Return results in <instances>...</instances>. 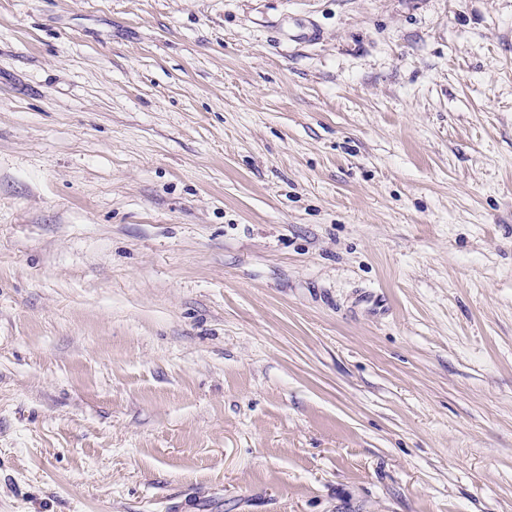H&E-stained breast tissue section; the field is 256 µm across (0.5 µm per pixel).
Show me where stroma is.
Masks as SVG:
<instances>
[{
	"label": "stroma",
	"instance_id": "1",
	"mask_svg": "<svg viewBox=\"0 0 512 512\" xmlns=\"http://www.w3.org/2000/svg\"><path fill=\"white\" fill-rule=\"evenodd\" d=\"M0 512H512V0H0Z\"/></svg>",
	"mask_w": 512,
	"mask_h": 512
}]
</instances>
